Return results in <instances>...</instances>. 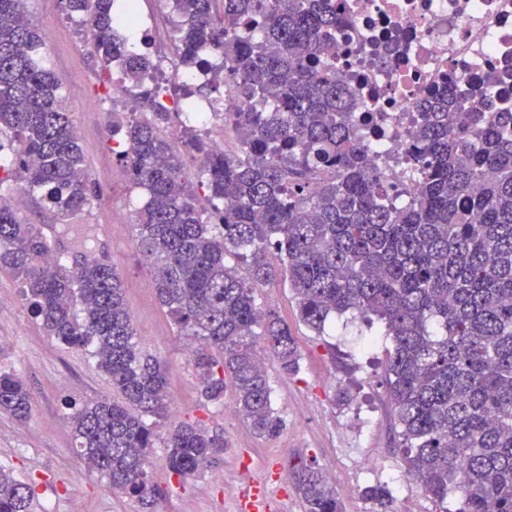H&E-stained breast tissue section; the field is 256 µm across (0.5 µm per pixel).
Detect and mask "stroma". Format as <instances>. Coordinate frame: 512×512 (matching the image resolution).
<instances>
[{"label": "stroma", "mask_w": 512, "mask_h": 512, "mask_svg": "<svg viewBox=\"0 0 512 512\" xmlns=\"http://www.w3.org/2000/svg\"><path fill=\"white\" fill-rule=\"evenodd\" d=\"M28 10L39 27H52L54 40L46 62L62 84L66 109L75 128L96 197L86 210L68 219L43 202L27 199L20 216L30 224L50 226L67 221L64 239L94 251L110 250L109 262L119 272L134 327L144 347L167 369L171 400L180 406L179 419L204 421L223 428L231 446L202 477L178 483L165 467L164 447L152 451V477L162 496L157 512H235L241 490L252 480H267L281 512H303L292 482L282 479L287 457L316 459L324 470L342 475L336 495L345 512H371L363 489L389 482L396 512H435L434 503L410 478L395 449V427L383 369L392 348L381 324L365 327L349 317L337 318L332 335H314L297 317L286 283L258 288L265 307L274 308L288 324L302 352L297 376L283 375L272 354L264 366L273 387L274 405L286 427L279 437L255 438L237 415L204 407L186 356L189 338L175 327L156 297L152 280L133 243L135 210L146 200L134 187L112 139V125L128 110L112 100V74L91 57L77 27L63 18L57 0H29ZM148 17L151 54H173L170 39L174 17L160 0H141ZM112 227L111 238L97 227ZM0 370L20 374L32 392V416L20 423L0 414V465L11 467L21 480H33L31 512L46 501L57 512H139L129 497L108 488L76 454L63 399L80 401L111 396L112 387L89 355L45 336L22 301L17 282L0 272Z\"/></svg>", "instance_id": "obj_1"}]
</instances>
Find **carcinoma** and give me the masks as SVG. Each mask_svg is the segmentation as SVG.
Here are the masks:
<instances>
[{"label":"carcinoma","instance_id":"1","mask_svg":"<svg viewBox=\"0 0 512 512\" xmlns=\"http://www.w3.org/2000/svg\"><path fill=\"white\" fill-rule=\"evenodd\" d=\"M28 0H0V138L17 142L0 163V199L37 194L66 217L95 198L58 77L39 61L43 40ZM67 20L94 36L92 57L117 65L145 91L152 117L112 126L131 183L146 191L134 243L177 331L196 345L190 362L205 404L234 407L254 436L283 427L258 357L299 373L296 340L255 290L288 281L300 321L325 336L333 318L377 320L391 337L383 371L397 448L440 512H512V109L484 94L450 92L419 104L402 199L368 158L335 76L336 0H173L176 64L195 71L224 60L230 92L245 103L224 113L237 154L209 150L186 125L184 145L203 158L202 208L180 156L160 126L195 117L157 101L158 65L127 48L118 0H58ZM43 227L0 204V271L51 339L84 350L112 398L65 402L78 456L109 487L155 512L154 427L172 418L166 371L144 349L119 273L91 255L73 265ZM236 258L230 266L227 256ZM22 377L0 373V413L31 417ZM169 472L185 482L229 447L224 430L171 424ZM288 471L303 512H344L316 461ZM373 512H394L388 484L364 488ZM33 491L0 465V512H30Z\"/></svg>","mask_w":512,"mask_h":512}]
</instances>
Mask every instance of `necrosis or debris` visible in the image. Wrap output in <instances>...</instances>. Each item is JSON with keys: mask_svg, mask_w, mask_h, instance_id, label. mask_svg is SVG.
Returning <instances> with one entry per match:
<instances>
[{"mask_svg": "<svg viewBox=\"0 0 512 512\" xmlns=\"http://www.w3.org/2000/svg\"><path fill=\"white\" fill-rule=\"evenodd\" d=\"M336 77L355 98V120L369 156L390 185L406 180L409 131L419 102L465 92L494 78L512 90V0H337Z\"/></svg>", "mask_w": 512, "mask_h": 512, "instance_id": "necrosis-or-debris-1", "label": "necrosis or debris"}]
</instances>
